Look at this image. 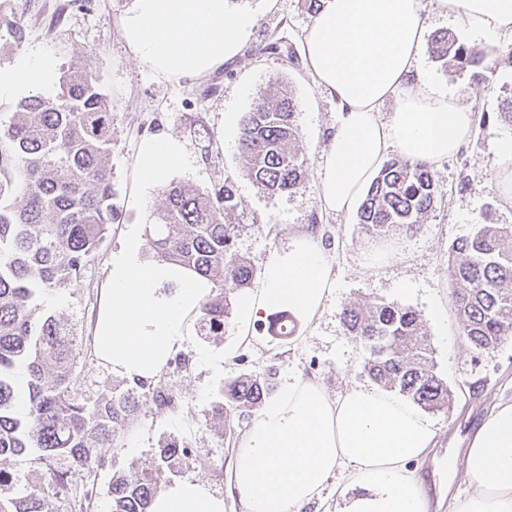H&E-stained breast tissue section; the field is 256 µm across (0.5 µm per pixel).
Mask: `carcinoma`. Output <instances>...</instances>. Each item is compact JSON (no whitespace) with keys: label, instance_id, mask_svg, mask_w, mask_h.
<instances>
[{"label":"carcinoma","instance_id":"cac0c4a2","mask_svg":"<svg viewBox=\"0 0 512 512\" xmlns=\"http://www.w3.org/2000/svg\"><path fill=\"white\" fill-rule=\"evenodd\" d=\"M21 14L0 18V51L19 45ZM432 57L448 71L482 76L489 52L468 47L446 31L434 33ZM296 104L288 88L264 97L246 112L239 128V151L246 176L268 194L293 193L306 171L299 145ZM112 112L99 79L84 65L60 77L53 97L18 101L0 120V461L36 452L49 467L66 457L83 469L102 465V448L134 421L139 399L174 407L173 397L145 382L112 393L91 407L70 398L75 344L59 320L43 311L41 297L79 281L119 220L112 184ZM439 185L430 165L391 158L368 186L358 211L366 233L413 230L433 208ZM233 181L209 189L169 184L164 201L146 227L161 261L177 263L213 284L199 308L204 336L224 332L241 295L252 288L256 271L235 242ZM450 287L460 335L483 353L512 335V225L485 224L453 246ZM341 318L349 335L367 345L366 372L381 388L396 391L428 411L451 401L437 375L423 321L395 303L369 307L348 304ZM275 373H244L220 390L217 411L250 418L273 394ZM189 444L170 442L158 451L154 468L112 477V512H150L162 481L177 472ZM57 493L70 489V470H52ZM0 512H44L35 489L0 492Z\"/></svg>","mask_w":512,"mask_h":512}]
</instances>
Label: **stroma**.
<instances>
[{
  "label": "stroma",
  "mask_w": 512,
  "mask_h": 512,
  "mask_svg": "<svg viewBox=\"0 0 512 512\" xmlns=\"http://www.w3.org/2000/svg\"><path fill=\"white\" fill-rule=\"evenodd\" d=\"M133 0H27L25 38L0 54V67L22 56L46 61L47 85L35 94L49 97L59 88L64 68L88 63L107 95L112 112V182L122 214L110 227L102 247L77 283L41 299L76 344L75 382L70 397L94 404L129 387L128 378L100 362L93 345V327L103 302L109 264L126 236L144 231L163 202L168 183L206 188L217 175L234 180L241 227L236 249L255 270H263L273 250L287 247L301 231L315 230L333 271L335 287L313 322L295 320L291 335L279 336L268 323L242 328L232 313L220 336L201 335L189 321L178 351L186 367H166L155 384L173 395L174 408L141 401L132 425L114 446L99 451L103 464L88 471L60 461L71 471L68 497L56 495L50 473L27 457L0 463V470L37 489L44 512H112V477L149 468L158 448L187 441L191 456L178 472L222 494L226 512H244L231 486L229 467L250 420L222 421L213 410L225 381L243 373L274 370L277 388L296 376L321 382L329 396L355 385L370 384L361 362L363 343L349 336L341 320L344 305L395 302L420 314L433 351L438 375L452 395L449 409L431 412L437 429L434 447L418 463L415 475L431 484L430 472L448 457H462L483 420L498 405L512 403V336L497 348L479 354L462 339L455 298L449 286L452 246L474 234L481 224H512V200L503 198L495 174L500 149L512 142V129L497 117V89L512 87V61L495 54L503 36L470 31L453 16L440 14L437 0H420L430 31L446 30L460 42L489 51L492 71L483 83L470 73L444 70L430 55L422 69L436 89L456 95L473 112L471 138L448 162L435 166L440 193L417 230H397L376 238L365 234L357 213L334 214L320 205L319 160L336 127L338 104L317 88L302 54V39L312 18L303 0H230L229 8L252 16L254 25L241 53L212 73L178 82L166 80L142 64L122 37V22ZM288 85L297 104L300 146L307 174L294 193L260 191L241 169L238 118L280 85ZM165 134L183 142L185 162L163 180L144 186L138 179L143 140ZM92 498H85L86 489Z\"/></svg>",
  "instance_id": "35a3bbf8"
}]
</instances>
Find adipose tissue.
Here are the masks:
<instances>
[{
  "label": "adipose tissue",
  "instance_id": "adipose-tissue-1",
  "mask_svg": "<svg viewBox=\"0 0 512 512\" xmlns=\"http://www.w3.org/2000/svg\"><path fill=\"white\" fill-rule=\"evenodd\" d=\"M477 33L512 35V0H438ZM418 0H321L303 36L314 84L339 102V118L322 151L320 200L352 211L390 152L437 164L466 144L473 115L457 98L430 88L420 67L427 26ZM251 16L228 0H134L122 35L140 61L169 80L208 74L246 41ZM392 112H385V104ZM185 159L183 144L156 135L140 146L138 175L158 179ZM94 349L113 372L154 380L182 343L190 315L211 282L141 256L138 233L112 257ZM176 285L174 294L163 291ZM334 285L322 243L296 234L268 257L259 288L241 306L244 324L277 310L315 318ZM432 423L389 392L355 386L329 397L319 381L298 377L268 400L237 449L232 487L247 512H304L336 469L351 466L338 494L341 512H431L423 483L409 469L435 441ZM469 491L456 512H512V405L487 417L463 454ZM151 512H225L207 484L183 479L154 497Z\"/></svg>",
  "mask_w": 512,
  "mask_h": 512
}]
</instances>
